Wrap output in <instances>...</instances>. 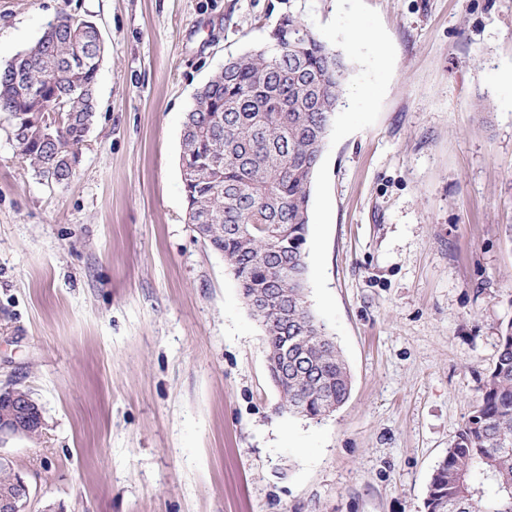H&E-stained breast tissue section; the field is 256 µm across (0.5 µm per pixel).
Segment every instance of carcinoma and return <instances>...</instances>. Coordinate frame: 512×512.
<instances>
[{"label": "carcinoma", "instance_id": "cac0c4a2", "mask_svg": "<svg viewBox=\"0 0 512 512\" xmlns=\"http://www.w3.org/2000/svg\"><path fill=\"white\" fill-rule=\"evenodd\" d=\"M103 43L93 22L62 13L40 37L0 67V112L37 176L64 184L93 122ZM349 67L292 15L271 45L230 58L186 112L181 169L187 223L224 257L245 304L273 291L288 306L257 320L266 348L304 347L300 372L277 390L278 409L326 417L349 398L350 371L306 298V231L311 181L340 103ZM57 106L62 120L51 121ZM427 512H512V322L479 388L476 409L434 470Z\"/></svg>", "mask_w": 512, "mask_h": 512}]
</instances>
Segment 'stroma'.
<instances>
[{
  "label": "stroma",
  "mask_w": 512,
  "mask_h": 512,
  "mask_svg": "<svg viewBox=\"0 0 512 512\" xmlns=\"http://www.w3.org/2000/svg\"><path fill=\"white\" fill-rule=\"evenodd\" d=\"M104 42L68 183L0 113V446L29 512H426L512 320V0H0V66L59 13ZM293 14L351 73L311 187L307 299L352 375L278 411L264 333L186 222L197 89ZM0 400L11 404L0 415V446L10 438H27L30 430L41 421V413L12 387L0 390Z\"/></svg>",
  "instance_id": "stroma-1"
}]
</instances>
